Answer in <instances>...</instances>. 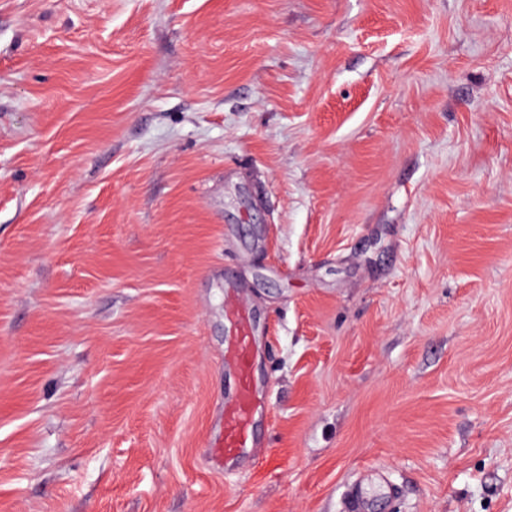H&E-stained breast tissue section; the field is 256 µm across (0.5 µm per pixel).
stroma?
Here are the masks:
<instances>
[{"mask_svg": "<svg viewBox=\"0 0 512 512\" xmlns=\"http://www.w3.org/2000/svg\"><path fill=\"white\" fill-rule=\"evenodd\" d=\"M351 485L512 512V0H0V512ZM238 326V339L234 348L224 351V359L230 360L237 371L239 386L236 399L224 405V425L213 447L224 459H231L253 442L252 422L256 408V395L252 382L251 325L246 310L241 306L233 309Z\"/></svg>", "mask_w": 512, "mask_h": 512, "instance_id": "1", "label": "stroma"}]
</instances>
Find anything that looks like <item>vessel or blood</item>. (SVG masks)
Returning a JSON list of instances; mask_svg holds the SVG:
<instances>
[{
    "label": "vessel or blood",
    "mask_w": 512,
    "mask_h": 512,
    "mask_svg": "<svg viewBox=\"0 0 512 512\" xmlns=\"http://www.w3.org/2000/svg\"><path fill=\"white\" fill-rule=\"evenodd\" d=\"M233 314L238 326V339L233 349L225 351L237 371L239 386L235 400L224 408V425L213 445L220 455L231 459L251 447L252 422L256 408V395L252 382V339L249 317L243 307H235Z\"/></svg>",
    "instance_id": "obj_1"
}]
</instances>
